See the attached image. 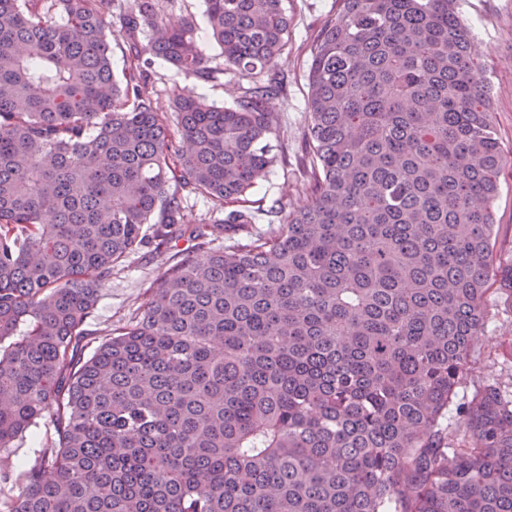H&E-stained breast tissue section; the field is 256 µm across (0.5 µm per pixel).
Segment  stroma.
<instances>
[{
  "label": "stroma",
  "mask_w": 512,
  "mask_h": 512,
  "mask_svg": "<svg viewBox=\"0 0 512 512\" xmlns=\"http://www.w3.org/2000/svg\"><path fill=\"white\" fill-rule=\"evenodd\" d=\"M285 6L291 20L290 35L288 47L275 70L283 79L276 108L288 159L275 163L267 178L251 191L250 199L258 213L257 226L261 229L266 228V212L275 201H282L290 211L301 209L309 202L300 189L301 171L297 164L309 124L307 69L315 29L335 14L336 0H285ZM204 9L203 0H163L166 22L177 26L186 18H194L193 37L197 45L210 66L222 68L221 49L206 24ZM459 11L475 34L472 53L491 85V110L506 164L499 175V193L492 205L491 246L495 264L485 299L484 334L477 342L468 377L456 390L453 401L457 404L470 400L475 388L484 384L512 388V362L503 358L501 345L504 337L512 336V291L504 289L502 282L504 267L512 264V0H460ZM249 84L248 78L232 72H225L216 82H201L157 58L143 90L165 112L175 88L189 87L210 101L229 105ZM178 194L188 219L214 225L212 248L230 245L231 234L221 226L223 208L213 206L189 185L179 186ZM198 254V249L182 238L172 239L161 249L153 239H145L102 282L87 320L88 330L98 335L124 321L144 300L156 279L171 266L173 258ZM53 434L51 415H43L14 441L12 448L0 452V486L12 495H19L25 471L42 454L47 438Z\"/></svg>",
  "instance_id": "1"
}]
</instances>
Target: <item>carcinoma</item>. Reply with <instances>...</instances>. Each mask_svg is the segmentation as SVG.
I'll return each mask as SVG.
<instances>
[{
  "instance_id": "cac0c4a2",
  "label": "carcinoma",
  "mask_w": 512,
  "mask_h": 512,
  "mask_svg": "<svg viewBox=\"0 0 512 512\" xmlns=\"http://www.w3.org/2000/svg\"><path fill=\"white\" fill-rule=\"evenodd\" d=\"M109 2L0 0V450L51 406L57 435L0 512H512V394L478 388L464 444L443 438L504 165L458 0H336L307 73L310 203L264 231L248 194L282 147L284 0H204L222 69L193 20L131 0L122 81ZM148 53L251 84L231 106L175 94L182 151L142 90ZM174 184L246 237L92 337L145 225L159 247L208 238Z\"/></svg>"
}]
</instances>
